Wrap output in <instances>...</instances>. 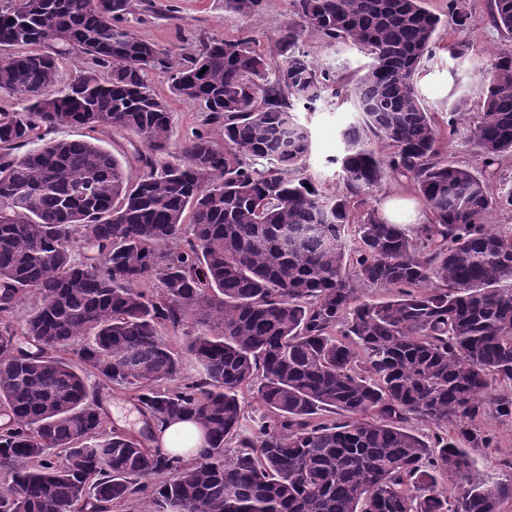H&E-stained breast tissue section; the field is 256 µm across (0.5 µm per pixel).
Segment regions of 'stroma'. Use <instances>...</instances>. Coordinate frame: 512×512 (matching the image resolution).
Wrapping results in <instances>:
<instances>
[{"instance_id":"obj_1","label":"stroma","mask_w":512,"mask_h":512,"mask_svg":"<svg viewBox=\"0 0 512 512\" xmlns=\"http://www.w3.org/2000/svg\"><path fill=\"white\" fill-rule=\"evenodd\" d=\"M471 13L467 34L470 46L465 56H452L448 47L455 36L451 27H442L434 55L421 69L418 90L437 119L448 116L451 100L466 98L470 110L460 121L458 133L451 136L448 159L462 165H477L478 157L465 130L477 122L486 90L484 78L499 49L512 48V39L496 28L489 18L490 0H468ZM297 18L287 10L286 0H264L257 17H245L230 11L225 0H136L133 9L121 23L138 38L162 49H173L184 55L197 53L212 38L250 40L257 51L271 60H278L280 43ZM301 50L320 70L330 77V88L324 91L313 109L297 108L295 117L310 132L311 152L306 160L305 176L326 192L337 191L342 176L335 164L344 149L343 129L357 121L359 114L351 102L333 96L332 90L342 84H354L363 74L369 57L356 46L331 43L320 35L304 32L298 42ZM148 80L154 91L165 98L171 112L172 146H180L192 134L213 133L214 126L207 112L186 103L170 93L168 69L150 70ZM57 137L98 143L120 159L129 176L137 177L143 164L135 153L127 132L112 128L91 129L69 127L57 130ZM372 207L411 224H423L428 212L407 182L388 181L370 199ZM105 405L114 427L131 432L143 426V417L128 390L116 385L101 384ZM491 440L490 448L477 456L480 477L489 483L512 479V421L503 422L488 415L478 422Z\"/></svg>"}]
</instances>
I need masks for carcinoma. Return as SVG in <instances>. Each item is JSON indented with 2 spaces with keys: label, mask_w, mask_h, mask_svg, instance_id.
I'll list each match as a JSON object with an SVG mask.
<instances>
[{
  "label": "carcinoma",
  "mask_w": 512,
  "mask_h": 512,
  "mask_svg": "<svg viewBox=\"0 0 512 512\" xmlns=\"http://www.w3.org/2000/svg\"><path fill=\"white\" fill-rule=\"evenodd\" d=\"M225 2L258 16L264 0ZM290 2L301 27L274 65L218 38L177 61L117 24L133 0L0 13V96L23 104L0 116V317L31 302L20 329L0 326V512L136 499L145 512H500L512 500V480L476 468L490 445L476 421L512 420V234L488 224L512 210V185L490 183L512 155V51L496 55L469 129L480 167L460 165L416 89L439 15L423 0ZM490 18L511 35L512 0H490ZM469 19L466 0H448L457 55ZM307 29L371 58L347 92L361 119L342 132L333 195L301 176L310 141L292 112L328 78L296 48ZM50 31L61 43L39 49ZM66 53L90 65L60 86ZM164 64L224 147L197 134L171 151L169 108L147 79ZM467 110L448 104L449 133ZM73 126L133 135L141 175L96 143L46 139ZM402 178L428 223L368 206ZM362 285L395 293L367 302ZM190 315L200 330L181 352L163 331ZM83 340L82 369L64 354ZM184 352L199 377L177 385ZM87 370L132 392L140 435L107 427ZM245 386L265 409L256 440L240 437ZM180 417L205 437L192 462L149 446ZM414 418L444 430L435 445L408 430Z\"/></svg>",
  "instance_id": "cac0c4a2"
}]
</instances>
